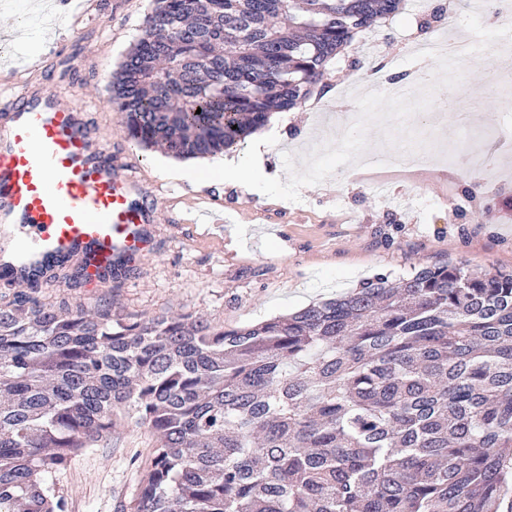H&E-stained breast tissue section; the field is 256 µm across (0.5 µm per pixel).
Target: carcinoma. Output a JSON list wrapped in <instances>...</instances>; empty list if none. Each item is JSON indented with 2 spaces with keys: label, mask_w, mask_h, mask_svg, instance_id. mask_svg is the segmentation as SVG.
I'll use <instances>...</instances> for the list:
<instances>
[{
  "label": "carcinoma",
  "mask_w": 512,
  "mask_h": 512,
  "mask_svg": "<svg viewBox=\"0 0 512 512\" xmlns=\"http://www.w3.org/2000/svg\"><path fill=\"white\" fill-rule=\"evenodd\" d=\"M402 0H151L113 74L128 141L204 159L298 108ZM0 303V512H68L46 477L126 409L156 443L135 512H507L512 272L378 277L255 325L37 296Z\"/></svg>",
  "instance_id": "cac0c4a2"
}]
</instances>
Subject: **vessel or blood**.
Instances as JSON below:
<instances>
[{"instance_id": "vessel-or-blood-1", "label": "vessel or blood", "mask_w": 512, "mask_h": 512, "mask_svg": "<svg viewBox=\"0 0 512 512\" xmlns=\"http://www.w3.org/2000/svg\"><path fill=\"white\" fill-rule=\"evenodd\" d=\"M148 191L136 170L113 162L67 92L0 89L1 266L65 256L108 287L112 264L137 258L158 221L139 201Z\"/></svg>"}]
</instances>
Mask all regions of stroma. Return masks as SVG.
Wrapping results in <instances>:
<instances>
[{
    "label": "stroma",
    "mask_w": 512,
    "mask_h": 512,
    "mask_svg": "<svg viewBox=\"0 0 512 512\" xmlns=\"http://www.w3.org/2000/svg\"><path fill=\"white\" fill-rule=\"evenodd\" d=\"M477 1L485 12L474 27L467 14ZM89 2L77 30L60 25L44 42L37 69H29L25 56L0 57V82L15 76L41 90L68 89L116 161L135 165L156 182L152 205L160 221L152 242L135 260L134 273L108 290L118 317L183 313L237 327L297 311L380 275L396 280L445 264L478 274L512 271V141L498 135L485 143L500 157L499 179L495 191L469 203L462 193L469 176L442 154L471 151L476 121L461 135L454 112H447V133L439 136L424 120L450 89L479 95L477 112L498 126L506 102L484 91L490 53L461 67L430 57L431 87L402 102L357 87L375 69L399 75L408 68L422 38V6L435 0H403L395 17L357 34L349 60L332 64L324 77L349 111L361 115L356 131L340 137L323 128L336 112L328 104L286 112L270 136L256 193L211 180L209 161L164 157L126 141L109 86L142 32L150 0ZM459 9L458 35L470 32L480 42L497 38L503 19L495 0H460ZM407 143L429 148L426 167L403 165L367 177L348 164L350 152L399 154ZM183 194L200 198L223 216V225L169 221L174 198ZM154 442L148 426L118 411L111 435L73 455L49 481L71 512H133Z\"/></svg>",
    "instance_id": "1"
}]
</instances>
